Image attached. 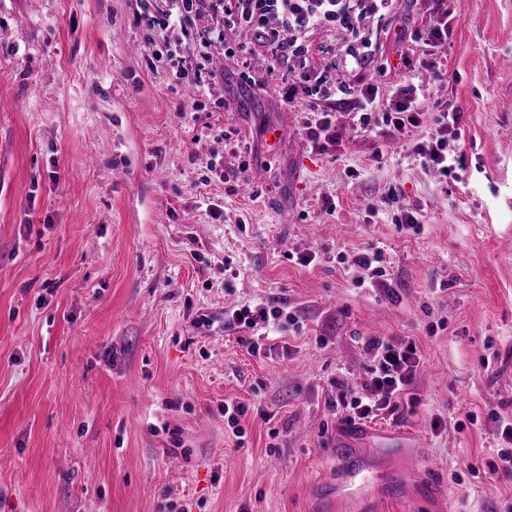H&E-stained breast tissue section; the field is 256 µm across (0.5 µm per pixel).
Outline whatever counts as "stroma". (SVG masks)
Instances as JSON below:
<instances>
[{
	"label": "stroma",
	"instance_id": "stroma-1",
	"mask_svg": "<svg viewBox=\"0 0 512 512\" xmlns=\"http://www.w3.org/2000/svg\"><path fill=\"white\" fill-rule=\"evenodd\" d=\"M448 6L422 108H462L466 167L442 182L407 145L379 163L361 138L310 151L299 112L248 90L233 60L194 93L162 55L193 65L201 47L148 28L136 0H0V512H336V446L372 449L399 481L390 436L414 432L439 481L420 512H500L512 0ZM393 189L421 210L417 231L396 224ZM370 248L390 289L339 261ZM258 298L302 329L255 357L224 310ZM365 336L415 339L419 402L359 433L327 399L367 378ZM227 400L248 406L238 428Z\"/></svg>",
	"mask_w": 512,
	"mask_h": 512
}]
</instances>
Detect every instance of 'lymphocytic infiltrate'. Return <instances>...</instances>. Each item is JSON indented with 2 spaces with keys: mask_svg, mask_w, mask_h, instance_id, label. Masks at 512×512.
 Wrapping results in <instances>:
<instances>
[{
  "mask_svg": "<svg viewBox=\"0 0 512 512\" xmlns=\"http://www.w3.org/2000/svg\"><path fill=\"white\" fill-rule=\"evenodd\" d=\"M137 0L147 26L191 24L201 47L224 45L239 75L253 88L278 95L288 106L305 109L301 130L308 148L324 151L342 139L383 134L413 139L422 168L448 175L463 167L461 110L443 103L429 113L421 105L428 87L413 72L380 89L374 81L377 59L389 26L397 42L420 36V51L434 79H442L437 57L448 46L453 16L448 0ZM347 123H340L339 114ZM283 307L271 301L224 312L228 328L252 329L281 320ZM364 350L374 365L360 391L339 393L348 422L366 423L380 412L396 413L415 383L420 364L408 336H368Z\"/></svg>",
  "mask_w": 512,
  "mask_h": 512,
  "instance_id": "1",
  "label": "lymphocytic infiltrate"
}]
</instances>
